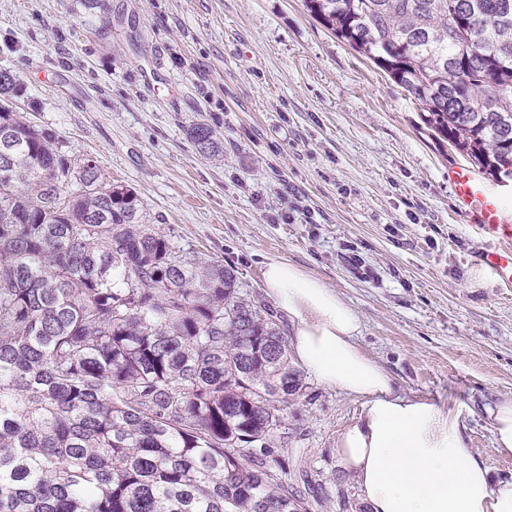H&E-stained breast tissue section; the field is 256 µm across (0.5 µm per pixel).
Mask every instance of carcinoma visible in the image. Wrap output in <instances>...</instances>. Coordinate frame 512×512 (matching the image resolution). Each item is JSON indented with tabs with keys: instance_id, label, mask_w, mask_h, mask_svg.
<instances>
[{
	"instance_id": "obj_1",
	"label": "carcinoma",
	"mask_w": 512,
	"mask_h": 512,
	"mask_svg": "<svg viewBox=\"0 0 512 512\" xmlns=\"http://www.w3.org/2000/svg\"><path fill=\"white\" fill-rule=\"evenodd\" d=\"M439 143L512 179V0H304ZM0 512H308L266 462L305 390L270 305L3 102ZM189 137L224 152L207 124Z\"/></svg>"
}]
</instances>
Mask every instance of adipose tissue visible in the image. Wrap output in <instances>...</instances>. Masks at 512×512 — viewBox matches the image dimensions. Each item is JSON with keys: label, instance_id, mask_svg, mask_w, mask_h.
Instances as JSON below:
<instances>
[{"label": "adipose tissue", "instance_id": "obj_1", "mask_svg": "<svg viewBox=\"0 0 512 512\" xmlns=\"http://www.w3.org/2000/svg\"><path fill=\"white\" fill-rule=\"evenodd\" d=\"M263 288L293 325L296 361L361 402L336 455L369 512H512V481L491 477L456 414L395 395L390 374L359 348L360 319L335 289L282 260L265 264Z\"/></svg>", "mask_w": 512, "mask_h": 512}]
</instances>
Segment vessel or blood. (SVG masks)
Wrapping results in <instances>:
<instances>
[{"instance_id":"vessel-or-blood-1","label":"vessel or blood","mask_w":512,"mask_h":512,"mask_svg":"<svg viewBox=\"0 0 512 512\" xmlns=\"http://www.w3.org/2000/svg\"><path fill=\"white\" fill-rule=\"evenodd\" d=\"M448 179L454 187L458 209L470 217L482 233L497 239V246L484 250L477 258L480 266L494 273L504 287H512V224L501 218L499 203L487 194L473 172L459 166L449 170Z\"/></svg>"}]
</instances>
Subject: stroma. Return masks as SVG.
I'll list each match as a JSON object with an SVG mask.
<instances>
[{
  "label": "stroma",
  "instance_id": "1",
  "mask_svg": "<svg viewBox=\"0 0 512 512\" xmlns=\"http://www.w3.org/2000/svg\"><path fill=\"white\" fill-rule=\"evenodd\" d=\"M13 107L132 189L174 246L263 294L267 260L318 277L360 316L358 345L396 395L457 413L494 480H512L488 410L512 398V288L456 210L465 165L405 92L303 0H0ZM208 124L224 153L188 136ZM267 464L309 512H365L336 456L359 400L306 377Z\"/></svg>",
  "mask_w": 512,
  "mask_h": 512
}]
</instances>
